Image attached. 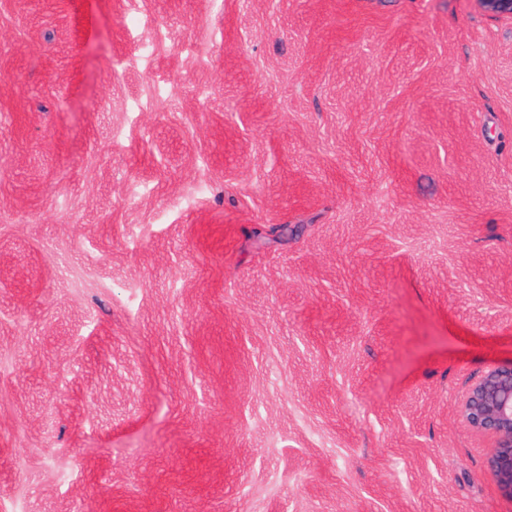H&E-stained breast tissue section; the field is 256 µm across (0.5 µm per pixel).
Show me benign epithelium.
Returning <instances> with one entry per match:
<instances>
[{
	"label": "benign epithelium",
	"instance_id": "obj_1",
	"mask_svg": "<svg viewBox=\"0 0 512 512\" xmlns=\"http://www.w3.org/2000/svg\"><path fill=\"white\" fill-rule=\"evenodd\" d=\"M495 16L512 18V0H480ZM476 432L493 438L486 468L501 495L512 500V364L489 370L470 390L461 410Z\"/></svg>",
	"mask_w": 512,
	"mask_h": 512
}]
</instances>
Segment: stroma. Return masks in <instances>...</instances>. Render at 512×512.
I'll return each instance as SVG.
<instances>
[{"label":"stroma","mask_w":512,"mask_h":512,"mask_svg":"<svg viewBox=\"0 0 512 512\" xmlns=\"http://www.w3.org/2000/svg\"><path fill=\"white\" fill-rule=\"evenodd\" d=\"M512 20L0 0V512H512ZM461 413L474 431L493 438L486 468L501 495L512 500V362L489 370L471 388Z\"/></svg>","instance_id":"obj_1"}]
</instances>
